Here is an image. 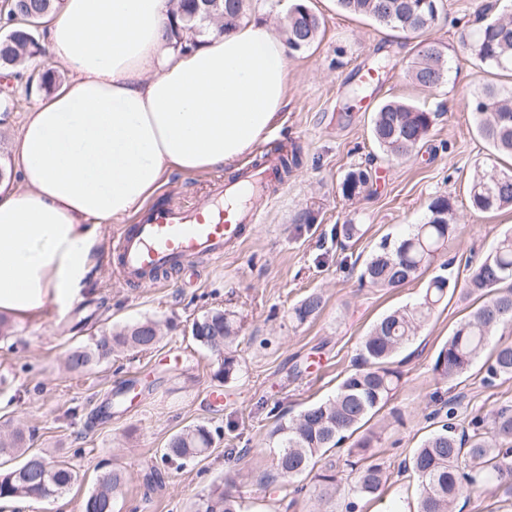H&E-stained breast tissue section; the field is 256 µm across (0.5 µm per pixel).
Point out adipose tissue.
<instances>
[{"label": "adipose tissue", "mask_w": 512, "mask_h": 512, "mask_svg": "<svg viewBox=\"0 0 512 512\" xmlns=\"http://www.w3.org/2000/svg\"><path fill=\"white\" fill-rule=\"evenodd\" d=\"M171 0H62L48 57L69 81L27 113L18 186L0 183V312L79 295L108 219L136 213L171 172L234 165L272 130L288 53L245 21L194 45L168 34Z\"/></svg>", "instance_id": "obj_1"}]
</instances>
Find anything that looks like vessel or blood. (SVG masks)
I'll use <instances>...</instances> for the list:
<instances>
[{
  "label": "vessel or blood",
  "instance_id": "vessel-or-blood-1",
  "mask_svg": "<svg viewBox=\"0 0 512 512\" xmlns=\"http://www.w3.org/2000/svg\"><path fill=\"white\" fill-rule=\"evenodd\" d=\"M279 165L275 156L241 167L235 177L218 179L191 206L153 203L134 223L112 235V254L120 276L131 285L145 274L162 275L190 256L223 259L239 244L260 212L252 203L273 181Z\"/></svg>",
  "mask_w": 512,
  "mask_h": 512
}]
</instances>
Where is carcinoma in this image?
Instances as JSON below:
<instances>
[{"label":"carcinoma","instance_id":"1","mask_svg":"<svg viewBox=\"0 0 512 512\" xmlns=\"http://www.w3.org/2000/svg\"><path fill=\"white\" fill-rule=\"evenodd\" d=\"M173 15L179 23L170 29L178 40L187 34L200 35L211 18L223 20L220 31L228 33L246 17L249 0H174ZM345 12L367 17L406 35H419L432 28L441 17L443 0H336ZM60 0H15L17 11L34 14L40 25ZM320 18L304 3L293 0L280 33L288 49L301 52L315 42ZM38 30L13 23L0 41V69H13L41 53ZM459 50L489 69L512 71V5L500 14L482 16L475 30L464 29ZM408 76L418 85L437 89L448 81L447 47L436 40L420 42V49L408 63ZM478 135L491 152L512 155V87L486 84L467 101ZM435 114L401 100L380 103L372 118L373 140L389 158L400 160L413 154L428 135ZM369 182L364 170L350 172L344 179L342 195L351 200ZM469 204L480 213L512 207V170L504 171L492 162L475 166L469 186ZM452 204L445 197L428 205L425 222L411 225L409 232L391 240L384 238L361 267L359 281L371 288H396L422 276L437 263L448 238L455 231L450 222ZM439 264V263H437ZM453 260L439 264L426 283L419 300L394 310L373 324L364 336L357 364L344 376L333 397L309 405L291 418L279 417L270 434L273 474L269 485L288 494L308 490L315 512H336V492L342 483L350 486L355 500L345 512H356L358 502L378 495L387 477L383 464L370 453L374 435L357 440L348 454L350 471L336 472V462L321 463L326 453L350 439L394 397L401 380L402 352L425 327L448 292L456 291L458 275ZM466 292L480 303L461 319L439 349L433 371L442 379L454 380L468 373L484 359L483 381L492 385L512 377V342L499 343L486 352L490 337L512 326V230L501 233L493 249L465 281ZM323 297L313 291L290 311L293 321L304 324L316 319ZM145 318L102 330L71 349L68 368L76 373L91 370L121 351L147 352L161 336ZM235 315L212 309L191 324L193 340L216 357L213 379L226 384L236 379L240 361L232 346L238 336ZM25 429L15 428L0 438V456L19 459L0 470V499L37 496L49 498L69 490L80 480L73 466L62 459L35 452L28 446ZM213 444L211 429L196 424L172 434L162 449V461L170 464L204 456ZM404 471L418 484L416 512H456L464 491L476 484L492 483L503 502H512V406H503L493 415L490 428L473 418L468 428L444 423L430 432L404 460ZM125 485L124 474L113 468L104 472L80 504V512H113L114 501ZM197 512H247L241 498L214 485L198 505Z\"/></svg>","mask_w":512,"mask_h":512}]
</instances>
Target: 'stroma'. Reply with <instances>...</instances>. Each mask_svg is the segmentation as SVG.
Instances as JSON below:
<instances>
[{
    "instance_id": "stroma-1",
    "label": "stroma",
    "mask_w": 512,
    "mask_h": 512,
    "mask_svg": "<svg viewBox=\"0 0 512 512\" xmlns=\"http://www.w3.org/2000/svg\"><path fill=\"white\" fill-rule=\"evenodd\" d=\"M495 0H446L429 36L448 48V81L437 89L414 84L407 64L416 53L408 39L371 19L341 11L336 0H307L321 19L317 40L288 56L287 105L266 140L254 152L277 146L297 148L301 164L278 182L260 224L223 261L199 257L158 282L125 285L110 250L115 224H107L96 249L90 284L69 301L51 302L30 317L8 319L0 336V435L20 426L30 431L31 448L65 457L80 480L54 500L27 497L1 500L0 512H79V504L104 471L125 475L115 512H193L210 487L236 476L237 491L258 512H311L303 494L280 498L262 483L272 471L269 434L279 415H296L307 405L333 396L353 368L359 344L388 311L415 303L426 284L417 279L398 288L360 285V268L383 236L398 238L422 223L429 203L447 197L457 226L448 256L457 258L460 277L466 259L487 255L499 235L512 227V209L480 214L470 210L468 185L475 165L489 154L476 134L467 99L487 84L511 86L512 73L478 67L463 56L461 25L477 26V13ZM389 65L359 108V76L377 57ZM57 85L66 69L50 59L15 69L7 84L14 106L0 112V177L16 182V144L29 109L48 97L44 71ZM399 99L434 112L429 136L413 155L391 160L370 134L373 108ZM356 168L371 180L355 199L340 184ZM234 169L186 175L172 173L163 190L191 204L208 180L231 179ZM360 224L364 234L345 246L341 227ZM324 297L320 315L297 324L290 309L308 293ZM477 304L454 293L402 352L403 382L390 403L369 424L378 431L374 450L388 480L379 498L362 501L358 512H414L417 482L400 466L413 448L436 429L447 410L457 425L476 415L492 419L512 405V378L483 384L480 365L457 380L432 370L438 349L453 327ZM235 311L241 324L240 371L224 387L223 406L208 394L216 359L191 338L194 319L215 309ZM151 318L162 328L153 352H122L111 362L78 376L65 366L68 349L98 330ZM204 424L213 432L207 456L176 467L162 450L176 431Z\"/></svg>"
}]
</instances>
